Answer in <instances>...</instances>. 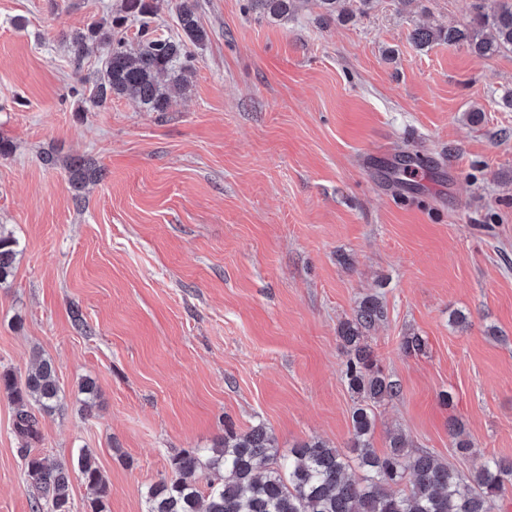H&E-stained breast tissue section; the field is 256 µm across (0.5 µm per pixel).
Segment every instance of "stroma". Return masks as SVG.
<instances>
[{
    "label": "stroma",
    "mask_w": 512,
    "mask_h": 512,
    "mask_svg": "<svg viewBox=\"0 0 512 512\" xmlns=\"http://www.w3.org/2000/svg\"><path fill=\"white\" fill-rule=\"evenodd\" d=\"M472 3L342 0L333 20L305 0L277 20L196 0L194 74L164 75L171 105L153 112L94 106L101 53L71 63L67 35L121 0H0V224L17 241L0 372L25 377L42 354L64 396L37 453L90 450L108 512H147L172 456L228 423L283 451L348 449L339 327L374 296L385 316L364 342L401 387L374 408L375 452L399 430L466 475L512 459V51L411 40L466 24ZM47 152L102 169L83 206ZM409 153L426 161L412 176ZM413 335L426 345L409 354ZM16 409L0 392V512H33Z\"/></svg>",
    "instance_id": "1"
}]
</instances>
